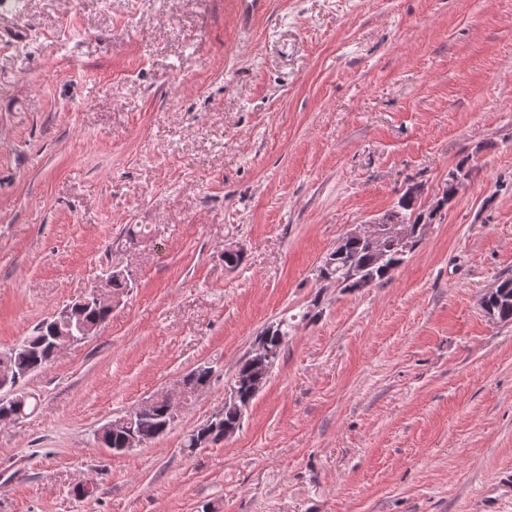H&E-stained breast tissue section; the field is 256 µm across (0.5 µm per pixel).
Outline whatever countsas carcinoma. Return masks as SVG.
Masks as SVG:
<instances>
[{
    "instance_id": "obj_1",
    "label": "carcinoma",
    "mask_w": 512,
    "mask_h": 512,
    "mask_svg": "<svg viewBox=\"0 0 512 512\" xmlns=\"http://www.w3.org/2000/svg\"><path fill=\"white\" fill-rule=\"evenodd\" d=\"M432 217L433 213L423 209L420 189L415 187L406 190L400 196L396 208L387 213L385 221L402 220L416 224L422 219L428 220ZM404 259L405 256L385 243L379 247H373L365 242L346 241L325 257V261L332 262V266L322 265L319 277L330 284L346 289L348 285L345 269L349 265H354L370 277L371 285L376 286L386 282L391 272L402 264ZM483 307L497 320L512 322V276H502L498 279L497 288L493 289L492 293L485 294ZM67 314L75 324L81 323L99 328L107 321L109 310L89 309L76 302L67 308ZM290 329L291 325L288 321L281 320L273 332H262V342L266 343L272 352V360H277L286 344ZM53 357L44 321L35 326L32 333L25 337L23 348L11 355L6 352L0 353V361L8 360L11 368L19 373L22 382L43 368ZM271 370L272 366L260 363L252 354L246 355L239 361L231 385V388L237 390L239 400L224 404L222 419L224 424L230 427L239 425L242 414L266 382ZM209 382L208 375L193 370L181 381L183 393L191 397ZM171 424L172 419L166 414V397L160 396L155 402L152 414L135 417L133 429L138 438L146 443L166 432Z\"/></svg>"
}]
</instances>
